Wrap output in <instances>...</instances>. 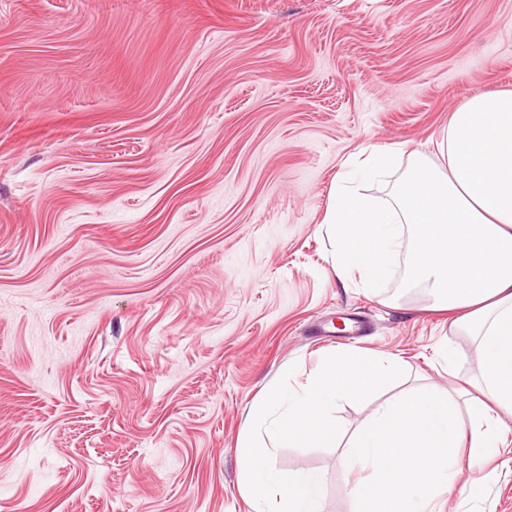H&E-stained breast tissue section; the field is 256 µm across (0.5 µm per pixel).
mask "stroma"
<instances>
[{
    "label": "stroma",
    "mask_w": 512,
    "mask_h": 512,
    "mask_svg": "<svg viewBox=\"0 0 512 512\" xmlns=\"http://www.w3.org/2000/svg\"><path fill=\"white\" fill-rule=\"evenodd\" d=\"M501 90L512 0H0V512H251V405L365 352L404 377L273 456L356 512L354 431L484 352L406 262L337 273L332 183ZM443 512H512V466Z\"/></svg>",
    "instance_id": "35a3bbf8"
}]
</instances>
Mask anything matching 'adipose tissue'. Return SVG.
I'll return each instance as SVG.
<instances>
[{
  "label": "adipose tissue",
  "mask_w": 512,
  "mask_h": 512,
  "mask_svg": "<svg viewBox=\"0 0 512 512\" xmlns=\"http://www.w3.org/2000/svg\"><path fill=\"white\" fill-rule=\"evenodd\" d=\"M439 150L443 165L415 159L386 203L336 184L324 218L340 271L369 286L409 237L411 280L429 283L484 349L466 403L425 388L388 400L354 434L344 463L359 512H436L451 490L479 498L483 483L464 471L512 453L498 416L512 412V91L473 96Z\"/></svg>",
  "instance_id": "1"
}]
</instances>
